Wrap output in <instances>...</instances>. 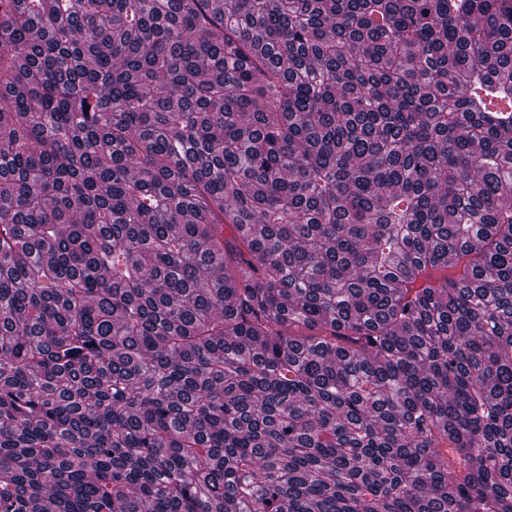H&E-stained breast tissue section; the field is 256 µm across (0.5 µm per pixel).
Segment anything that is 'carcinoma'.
Wrapping results in <instances>:
<instances>
[{
    "mask_svg": "<svg viewBox=\"0 0 512 512\" xmlns=\"http://www.w3.org/2000/svg\"><path fill=\"white\" fill-rule=\"evenodd\" d=\"M512 0H0V512H512Z\"/></svg>",
    "mask_w": 512,
    "mask_h": 512,
    "instance_id": "1",
    "label": "carcinoma"
}]
</instances>
